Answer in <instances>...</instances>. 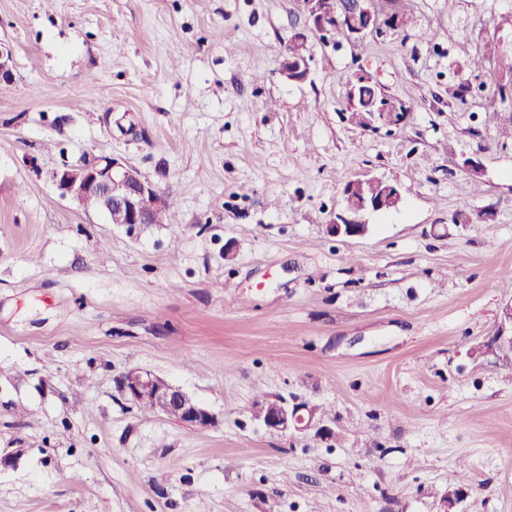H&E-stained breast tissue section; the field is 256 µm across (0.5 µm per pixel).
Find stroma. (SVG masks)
Segmentation results:
<instances>
[{
  "instance_id": "35a3bbf8",
  "label": "stroma",
  "mask_w": 512,
  "mask_h": 512,
  "mask_svg": "<svg viewBox=\"0 0 512 512\" xmlns=\"http://www.w3.org/2000/svg\"><path fill=\"white\" fill-rule=\"evenodd\" d=\"M508 11L417 0L358 46L309 34L290 82L301 0H0V512H512ZM360 68L400 127L350 120ZM96 157L176 223L62 198L52 172ZM366 178L399 184L398 209L330 235ZM132 369L216 425L141 411ZM292 396L330 408L331 437L255 419ZM307 36L304 33L295 34L291 50L282 62V75L289 81L304 80L309 73V57L304 54Z\"/></svg>"
}]
</instances>
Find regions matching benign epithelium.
<instances>
[{
  "label": "benign epithelium",
  "instance_id": "1",
  "mask_svg": "<svg viewBox=\"0 0 512 512\" xmlns=\"http://www.w3.org/2000/svg\"><path fill=\"white\" fill-rule=\"evenodd\" d=\"M308 15L310 31L326 39H335L336 26L343 27L345 37L350 41H362L368 35L378 33L382 27L399 28L406 19L393 13L379 19L374 8V0H354L355 10L344 12L337 17L325 13L320 0H302ZM307 36L298 33L294 36L289 54L282 62V75L290 81H301L309 73V57L304 54ZM12 48L0 42V82H12L14 79ZM405 112H369L363 118L365 127L377 129L381 126L401 125ZM52 180L60 195L80 205L95 200L97 209L103 212L112 224H122L132 229L139 224L150 223V213L165 206L156 187L140 171L124 165L110 157L88 160L80 165H64L53 171ZM364 180L348 182L344 187V196L351 198L352 204L336 214V218L327 225V231L333 236L357 237L368 232V225L360 220L362 213L372 210H390L398 207L402 200L400 187L388 183L380 196L360 199ZM123 391L135 403H150L155 410L170 415L176 413L180 421L191 427L209 428L216 424L215 417L197 401L167 380L150 373L131 370L121 378ZM317 408L297 398H282L276 404L267 407L259 416L261 424L271 432L286 433L294 431L304 434L311 429L317 434L327 436L331 429L316 421Z\"/></svg>",
  "mask_w": 512,
  "mask_h": 512
}]
</instances>
